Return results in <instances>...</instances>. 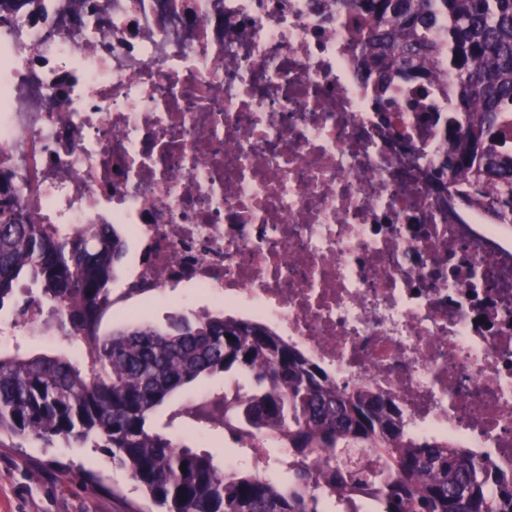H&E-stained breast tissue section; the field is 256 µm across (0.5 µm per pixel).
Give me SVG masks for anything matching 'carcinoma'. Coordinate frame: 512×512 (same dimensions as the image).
Wrapping results in <instances>:
<instances>
[{
    "instance_id": "1",
    "label": "carcinoma",
    "mask_w": 512,
    "mask_h": 512,
    "mask_svg": "<svg viewBox=\"0 0 512 512\" xmlns=\"http://www.w3.org/2000/svg\"><path fill=\"white\" fill-rule=\"evenodd\" d=\"M42 0H0V17ZM351 52L380 100L417 83L448 100L440 170L470 206L512 216V0H352ZM14 176L0 170V309L19 278L41 283L42 322L82 343L65 354L0 351V434L100 448L164 512H512V474H490L473 453L414 432L367 386L340 385L267 325L219 311L162 329L100 330L127 252L113 224H36ZM234 337L230 341L227 336ZM250 376L168 414L166 426L224 428L245 450L279 431L288 458L270 478L224 470L207 450L152 424L155 411L202 377ZM336 454L316 469L312 456Z\"/></svg>"
}]
</instances>
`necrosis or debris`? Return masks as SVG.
Instances as JSON below:
<instances>
[{
  "label": "necrosis or debris",
  "mask_w": 512,
  "mask_h": 512,
  "mask_svg": "<svg viewBox=\"0 0 512 512\" xmlns=\"http://www.w3.org/2000/svg\"><path fill=\"white\" fill-rule=\"evenodd\" d=\"M97 2L0 22V168L41 223L128 225L142 302L191 285L512 473V226L439 173L446 102L382 111L347 0Z\"/></svg>",
  "instance_id": "obj_1"
}]
</instances>
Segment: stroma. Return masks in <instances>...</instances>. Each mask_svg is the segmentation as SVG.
Segmentation results:
<instances>
[{
  "label": "stroma",
  "instance_id": "35a3bbf8",
  "mask_svg": "<svg viewBox=\"0 0 512 512\" xmlns=\"http://www.w3.org/2000/svg\"><path fill=\"white\" fill-rule=\"evenodd\" d=\"M40 298L38 285H23L14 304L0 310V350L22 346L32 353L57 352L68 341L57 331L29 332L21 310ZM200 309L191 290H176L174 298H159L140 314L109 309L102 330L122 327L136 318L158 325ZM0 512H158L109 454L77 444L42 447L40 442L0 435Z\"/></svg>",
  "mask_w": 512,
  "mask_h": 512
}]
</instances>
